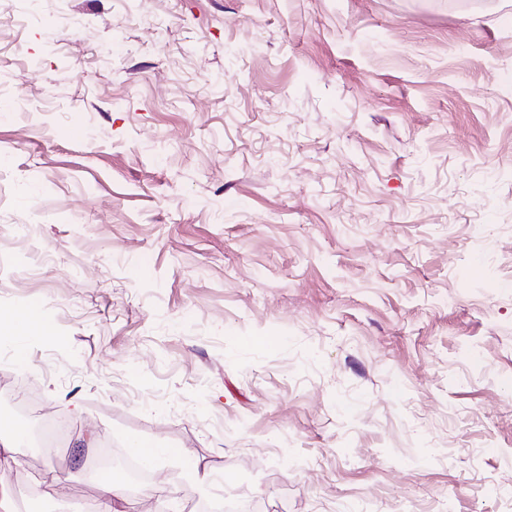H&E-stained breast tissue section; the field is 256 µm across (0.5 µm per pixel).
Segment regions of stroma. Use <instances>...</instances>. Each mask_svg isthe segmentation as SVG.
Returning <instances> with one entry per match:
<instances>
[{
	"label": "stroma",
	"instance_id": "35a3bbf8",
	"mask_svg": "<svg viewBox=\"0 0 512 512\" xmlns=\"http://www.w3.org/2000/svg\"><path fill=\"white\" fill-rule=\"evenodd\" d=\"M0 0V496L512 512V0ZM11 320L14 324L11 335H16L19 333L53 335L54 333V325L49 316L33 309H27L19 312L13 315ZM20 325L21 327H19ZM112 469L131 471L138 475L139 483L137 485L128 484V489L136 492L139 487H142L148 478L147 469L141 462L135 460L130 455L112 449ZM113 478L112 470H106L100 474V479L107 481ZM104 502L99 511L102 512H135L133 503L127 501L124 497L125 479L119 473L110 484H101ZM120 504L119 508L115 505Z\"/></svg>",
	"mask_w": 512,
	"mask_h": 512
}]
</instances>
